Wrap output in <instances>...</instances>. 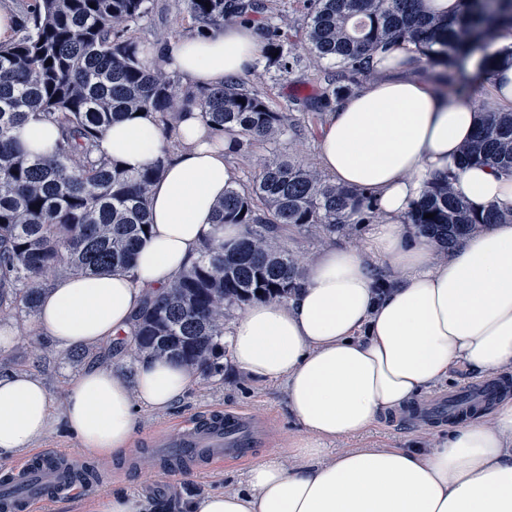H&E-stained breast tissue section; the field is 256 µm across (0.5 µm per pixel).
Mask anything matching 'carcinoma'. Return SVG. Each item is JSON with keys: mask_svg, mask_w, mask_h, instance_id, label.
<instances>
[{"mask_svg": "<svg viewBox=\"0 0 512 512\" xmlns=\"http://www.w3.org/2000/svg\"><path fill=\"white\" fill-rule=\"evenodd\" d=\"M422 2L300 0L308 18L305 50L339 67L325 99L349 91L357 76L370 73L371 56L397 40L422 46L430 65L449 68L497 28L512 26V0H458L444 15ZM184 5L199 28L264 20L265 67L281 77L302 68L300 47L267 0ZM148 14V0H34L21 35L0 42L1 314H36L52 274L133 268L148 235L152 187L170 154L162 149L139 171L96 156L113 122L146 112L169 140L174 115L197 109L217 134L237 132L239 155L256 144L275 147L299 127L295 115L273 110L255 88L230 80L193 91L176 72L145 61L136 33ZM32 117L60 130L49 158L32 156L16 139L15 129ZM463 155L512 173V111L485 113ZM452 181L451 174L435 177L410 216L416 232L445 252L478 226L512 219V212L472 210ZM377 219L363 190L337 186L311 164L275 155L249 185L234 180L224 190L214 211L215 236L166 289L147 293L119 348L135 361L170 359L193 375L222 377L226 319L245 304L287 300L301 280L298 259L282 243L288 231L334 234L345 224ZM226 224L242 227L231 246L224 244Z\"/></svg>", "mask_w": 512, "mask_h": 512, "instance_id": "1", "label": "carcinoma"}]
</instances>
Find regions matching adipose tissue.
Instances as JSON below:
<instances>
[{"label": "adipose tissue", "mask_w": 512, "mask_h": 512, "mask_svg": "<svg viewBox=\"0 0 512 512\" xmlns=\"http://www.w3.org/2000/svg\"><path fill=\"white\" fill-rule=\"evenodd\" d=\"M263 48L260 26L227 24L171 39L150 61L186 87L213 88L251 73ZM421 57L403 40L374 54L372 76L336 103L319 142L320 170L367 191L380 214L363 250L325 247L288 301L252 303L232 325V362L284 382L299 435L252 466L244 489L203 493L183 512H512V394L429 448H326L418 403L451 371H512V221L476 228L442 260L434 241L409 231L429 182L447 172L475 209L512 211V174L462 154L481 110L512 111V66L489 77L483 57L468 60L478 108L445 96L437 74L420 72ZM172 137L179 146L152 188L150 233L132 271L71 276L44 296L37 326L59 346L125 338L146 291L167 288L214 235L234 138H214L196 114L179 115ZM162 144L152 118L133 114L104 133L98 154L136 171ZM376 262L389 269L380 284ZM192 383L168 360L142 361L131 380L95 366L70 382L57 417L41 381L1 374L0 457L31 448L61 419L83 451L111 456L129 446L138 408H168Z\"/></svg>", "instance_id": "ef3b65f1"}]
</instances>
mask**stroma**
I'll use <instances>...</instances> for the list:
<instances>
[{
	"label": "stroma",
	"mask_w": 512,
	"mask_h": 512,
	"mask_svg": "<svg viewBox=\"0 0 512 512\" xmlns=\"http://www.w3.org/2000/svg\"><path fill=\"white\" fill-rule=\"evenodd\" d=\"M149 6L148 19L138 33L145 51L153 50L159 34L171 30L182 34L192 31L193 25L179 0H150ZM332 69V64L311 58L303 69L285 79L256 71L244 78V85L264 92L275 109L284 111L291 106L298 109L300 130L284 137L281 153L315 162L330 110L324 101L323 92L327 86L324 76ZM368 230L365 224H348L330 236L292 232L288 235V247L302 264L307 265L329 245L363 248ZM0 324L15 327L17 331L10 348L0 351V372L26 371L39 378L48 390L54 411H61L70 381L89 365L110 367L129 379L135 376V364L124 352L113 350L111 344L87 346L79 353H72L58 347L50 336L40 333L36 317L15 310L1 314ZM478 382V377L466 372L452 374L448 380L425 393L422 418L390 413L363 436L332 442L329 448L335 453L346 448L431 446L446 435L449 426L448 419L433 411L438 399L454 401L462 391ZM210 409L238 411L256 422L259 439L247 457L224 460L206 472L185 470L174 473L164 470L162 453L151 446V437H172L181 427L202 418ZM299 432L300 426L288 407L284 383L253 380L228 361L224 364L223 379H196L185 396L168 409H139L130 447L106 461L112 476L104 485L48 500L39 506L37 512H88L90 503L112 492L145 497L167 506L184 496L214 490L233 491L245 483L251 466L264 460L273 449L287 448L289 441Z\"/></svg>",
	"instance_id": "1"
}]
</instances>
